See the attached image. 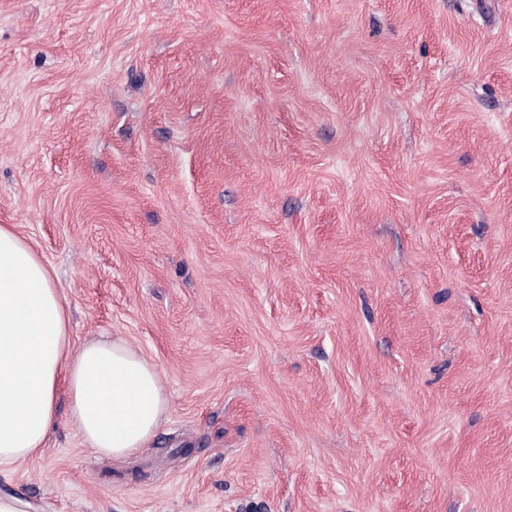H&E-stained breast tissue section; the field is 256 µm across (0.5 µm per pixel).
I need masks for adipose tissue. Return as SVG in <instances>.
I'll return each instance as SVG.
<instances>
[{"label":"adipose tissue","instance_id":"1","mask_svg":"<svg viewBox=\"0 0 512 512\" xmlns=\"http://www.w3.org/2000/svg\"><path fill=\"white\" fill-rule=\"evenodd\" d=\"M66 387L72 421L98 456L133 454L159 427L157 368L119 338L72 349L66 305L33 248L0 225V472L37 458Z\"/></svg>","mask_w":512,"mask_h":512}]
</instances>
